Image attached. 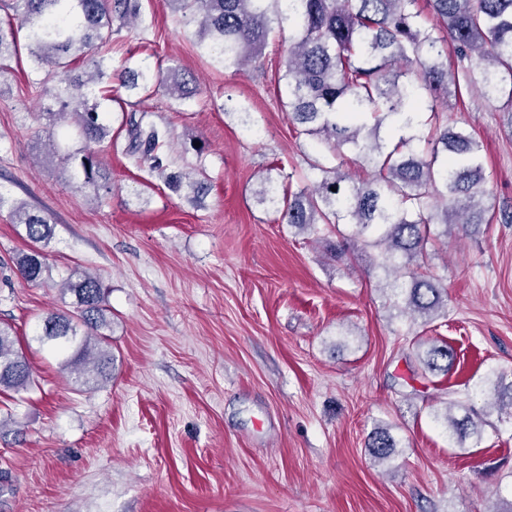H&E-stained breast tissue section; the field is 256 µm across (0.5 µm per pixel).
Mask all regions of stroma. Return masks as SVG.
I'll list each match as a JSON object with an SVG mask.
<instances>
[{"instance_id":"1","label":"stroma","mask_w":512,"mask_h":512,"mask_svg":"<svg viewBox=\"0 0 512 512\" xmlns=\"http://www.w3.org/2000/svg\"><path fill=\"white\" fill-rule=\"evenodd\" d=\"M144 25L113 31L117 75L148 63L194 80V95L112 80L107 122L148 113L167 128L173 170L203 164L199 198L175 192L108 143L97 144L112 192L91 200L69 170L34 161L50 104L28 51L0 80V193L46 216L48 278L17 276L22 228L0 211V322L11 323L35 385L0 392V512H487L512 500V416L491 412L480 440L458 448L434 414L449 391L475 408L473 383L512 381V224L451 237L432 250L448 313L430 322L391 309L370 251L335 258L259 201L263 179L299 190L310 159L357 173L297 134L282 102L288 30L260 66L215 63L167 0H140ZM448 123L482 143L488 204L512 207V130L475 92L449 97ZM203 154H196V146ZM97 274L112 310L111 381L76 384L36 329L64 308L60 284ZM444 341L460 363L424 373L410 341ZM387 423L391 462L366 448Z\"/></svg>"}]
</instances>
